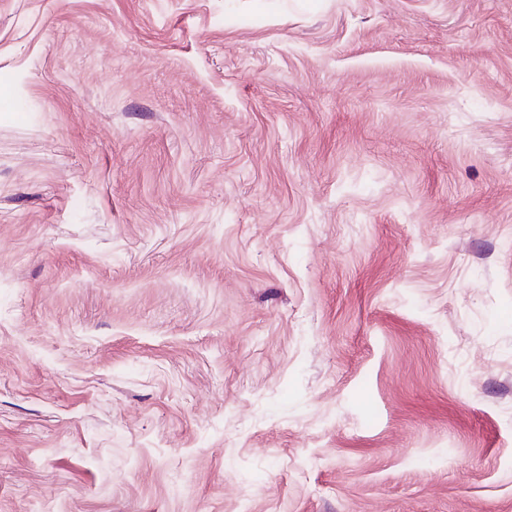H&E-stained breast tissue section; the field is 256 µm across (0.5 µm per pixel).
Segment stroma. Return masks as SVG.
I'll list each match as a JSON object with an SVG mask.
<instances>
[{
    "instance_id": "35a3bbf8",
    "label": "stroma",
    "mask_w": 512,
    "mask_h": 512,
    "mask_svg": "<svg viewBox=\"0 0 512 512\" xmlns=\"http://www.w3.org/2000/svg\"><path fill=\"white\" fill-rule=\"evenodd\" d=\"M0 512H512V0H0Z\"/></svg>"
}]
</instances>
